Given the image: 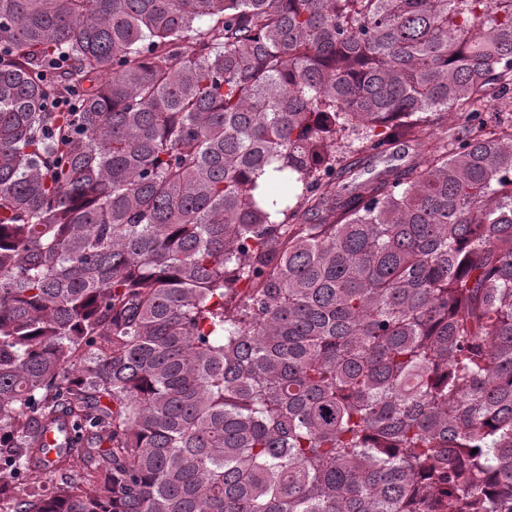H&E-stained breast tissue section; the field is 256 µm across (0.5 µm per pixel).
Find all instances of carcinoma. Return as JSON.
Returning a JSON list of instances; mask_svg holds the SVG:
<instances>
[{
    "label": "carcinoma",
    "instance_id": "carcinoma-1",
    "mask_svg": "<svg viewBox=\"0 0 512 512\" xmlns=\"http://www.w3.org/2000/svg\"><path fill=\"white\" fill-rule=\"evenodd\" d=\"M431 505L512 512V0H0V512Z\"/></svg>",
    "mask_w": 512,
    "mask_h": 512
}]
</instances>
